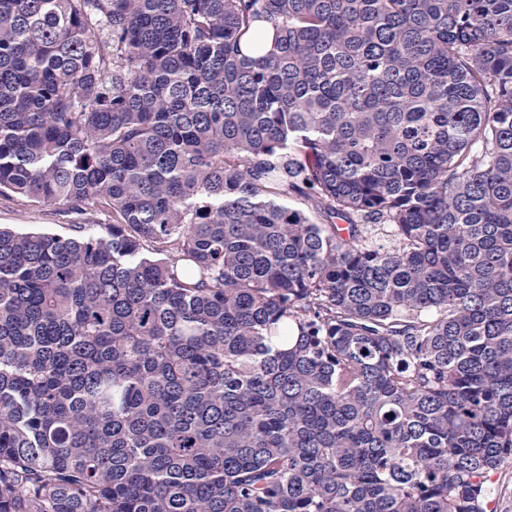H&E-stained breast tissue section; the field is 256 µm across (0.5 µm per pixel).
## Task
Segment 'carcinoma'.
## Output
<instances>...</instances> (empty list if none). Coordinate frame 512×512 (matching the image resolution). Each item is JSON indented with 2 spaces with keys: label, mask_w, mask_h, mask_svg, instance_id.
<instances>
[{
  "label": "carcinoma",
  "mask_w": 512,
  "mask_h": 512,
  "mask_svg": "<svg viewBox=\"0 0 512 512\" xmlns=\"http://www.w3.org/2000/svg\"><path fill=\"white\" fill-rule=\"evenodd\" d=\"M0 196V512H488L512 0H0ZM0 224L19 233L41 232L63 237L106 236L108 224H112V213L98 204H91L84 224L76 228L58 206L0 197Z\"/></svg>",
  "instance_id": "carcinoma-1"
}]
</instances>
